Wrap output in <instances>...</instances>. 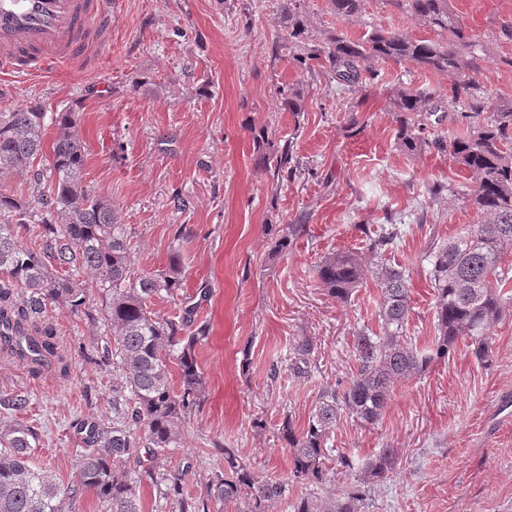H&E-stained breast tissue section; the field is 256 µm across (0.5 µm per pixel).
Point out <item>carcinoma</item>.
Segmentation results:
<instances>
[{
	"mask_svg": "<svg viewBox=\"0 0 512 512\" xmlns=\"http://www.w3.org/2000/svg\"><path fill=\"white\" fill-rule=\"evenodd\" d=\"M301 2L282 0V11L294 40L292 59L303 72L321 69L344 89L377 80L379 64L390 61L448 75V93L401 87L391 104L401 114L398 139L405 151L447 152L468 173L467 200L474 211L473 223L429 255L438 337L426 349L407 336L409 274L388 259L401 238L398 225L366 235L365 257L353 249L317 265V278L340 302L368 273L380 286L379 332L354 336L357 371L346 384L320 395L301 430L288 419L280 431L291 453L292 481L317 487L336 484L337 473L329 472L325 461L341 415L363 425L376 423L395 386L422 375L459 340H471L477 358L488 356L491 329L512 303L507 290L512 277L502 267L512 248V106L487 110L484 92L465 79V72L475 68L472 39L464 20L448 9V0H388L442 31L440 40L376 29L362 39L338 32L321 45L308 36ZM330 2L336 17L346 21L362 13L366 0ZM442 107L458 113L464 134L425 136L430 117ZM47 125L46 113L37 106L0 112V178L32 171L28 193L0 187V322L11 321L24 332L35 328L32 340L40 344L39 352L53 356V329L37 323L45 321L53 305L82 311L88 288L97 289L113 338L103 358L118 375L112 383V429L87 424L88 451L81 456L77 480L65 486L32 460L38 440L32 428L21 423L1 427L0 512H63L66 499L85 492L102 501L107 512H142L138 483L146 478L172 512H210V503L227 500L243 503L241 512H268L288 492V481L259 475L232 448L224 449V468L208 478L200 494L186 490L182 473L165 468L180 437L178 421L203 398L196 353L209 327L194 323L192 305L173 317L152 311L154 299L172 297L182 287L180 249L171 250L167 267L138 270L127 225L119 223L111 200L83 182L88 149L76 113L70 109L51 118L55 135L50 143ZM47 146L48 166L34 169ZM36 222L39 241L27 245L21 231ZM78 270L90 274L91 284L71 276ZM312 353L307 341L294 347L297 373L305 372ZM173 365L177 389L171 382ZM397 465V449L382 448L356 481L382 482ZM367 507L364 491L344 488L324 497L304 495L292 504V512H366Z\"/></svg>",
	"mask_w": 512,
	"mask_h": 512,
	"instance_id": "cac0c4a2",
	"label": "carcinoma"
}]
</instances>
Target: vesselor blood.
<instances>
[{"instance_id":"obj_1","label":"vessel or blood","mask_w":512,"mask_h":512,"mask_svg":"<svg viewBox=\"0 0 512 512\" xmlns=\"http://www.w3.org/2000/svg\"><path fill=\"white\" fill-rule=\"evenodd\" d=\"M119 0H0V75L27 80L80 63L83 48L112 50Z\"/></svg>"}]
</instances>
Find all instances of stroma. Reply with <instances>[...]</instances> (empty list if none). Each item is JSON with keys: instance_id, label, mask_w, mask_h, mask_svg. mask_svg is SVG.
I'll use <instances>...</instances> for the list:
<instances>
[{"instance_id": "1", "label": "stroma", "mask_w": 512, "mask_h": 512, "mask_svg": "<svg viewBox=\"0 0 512 512\" xmlns=\"http://www.w3.org/2000/svg\"><path fill=\"white\" fill-rule=\"evenodd\" d=\"M121 2L111 60L0 86V112L77 109L89 149L83 181L130 229L136 265L161 269L172 248L181 252L182 288L152 309L172 316L184 299L197 301L196 319L210 333L197 353L205 399L180 421L168 469L182 472L189 492L203 491L224 465L220 442L260 475L289 474L277 438L283 421L302 428L321 392L355 372L357 332L379 328L374 278L337 302L315 275L325 256L362 248L363 230L397 217L408 228L391 255L410 275L407 334L421 349L436 334L426 253L471 223L469 181L449 155L400 147L391 90L444 91L448 79L391 62L377 84L342 93L324 74L295 67L274 0ZM303 8L309 35L320 41L376 28L436 36L389 0H366L349 21L330 0H304ZM448 8L463 16L480 59L468 78L490 103L512 101V67L504 63L512 41L501 35L512 25V0H448ZM282 86L300 92L302 111L282 106ZM265 138L289 148L290 175L275 176L262 162ZM291 224L303 230L278 251ZM46 318L68 370L34 377L0 352V398L29 400L22 411L0 408V426L34 428L38 463L67 483L87 450L79 423L112 427L114 375L97 359L112 336L94 290L85 313L54 307ZM304 338L314 346L305 375L294 371L292 355ZM489 346L481 363L458 341L448 359L396 385L376 424L337 421L329 446L355 469L379 449L399 452L395 473L371 486L369 512H512V422L492 421L499 398L512 394V309Z\"/></svg>"}]
</instances>
